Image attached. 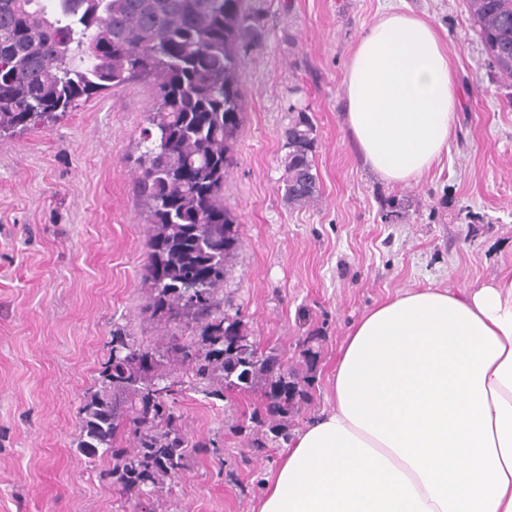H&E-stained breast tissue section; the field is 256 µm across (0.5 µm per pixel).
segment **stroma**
<instances>
[{"instance_id": "1", "label": "stroma", "mask_w": 512, "mask_h": 512, "mask_svg": "<svg viewBox=\"0 0 512 512\" xmlns=\"http://www.w3.org/2000/svg\"><path fill=\"white\" fill-rule=\"evenodd\" d=\"M389 3L430 19L461 92L456 133L419 182L388 184L345 131L344 75L360 35ZM264 42L241 72L244 119L224 203L241 245L224 308L260 350L298 358L319 339L312 402L299 431L328 410L327 379L352 322L387 297L428 285L471 288L512 269V86L482 51L463 0H258ZM156 109L135 82L54 123L0 136V512H135L101 481L108 457L78 449L112 332L154 343L145 312L151 226L135 180L142 128ZM316 129L319 194L284 196L283 132L297 110ZM258 394L209 400L183 389L175 411L220 455L192 454L163 512H252L284 443L249 448L232 427Z\"/></svg>"}]
</instances>
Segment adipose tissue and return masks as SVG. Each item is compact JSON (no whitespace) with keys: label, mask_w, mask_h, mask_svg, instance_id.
Listing matches in <instances>:
<instances>
[{"label":"adipose tissue","mask_w":512,"mask_h":512,"mask_svg":"<svg viewBox=\"0 0 512 512\" xmlns=\"http://www.w3.org/2000/svg\"><path fill=\"white\" fill-rule=\"evenodd\" d=\"M345 105L369 168L419 181L447 153L461 107L435 28L385 11L357 41ZM331 394L257 512H512V272L370 310L340 347Z\"/></svg>","instance_id":"1"}]
</instances>
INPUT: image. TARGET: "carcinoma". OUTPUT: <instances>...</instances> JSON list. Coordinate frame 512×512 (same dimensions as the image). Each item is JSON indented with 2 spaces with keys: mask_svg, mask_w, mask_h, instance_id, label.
I'll return each instance as SVG.
<instances>
[{
  "mask_svg": "<svg viewBox=\"0 0 512 512\" xmlns=\"http://www.w3.org/2000/svg\"><path fill=\"white\" fill-rule=\"evenodd\" d=\"M483 49L512 83V0H466ZM255 0H0V133L55 122L88 101L148 79L156 112L141 131L137 184L147 203L145 310L191 335L160 336L142 347L116 329L98 389L82 412L80 448L112 466L100 478L155 512L166 481L188 466L189 436L174 403L182 371L192 390L224 399L235 386L260 392L261 406L234 426L248 446L288 442L293 419L311 402L319 352L292 366L258 350L239 314L224 312L226 264L240 245L224 207V177L243 122L240 73L262 47ZM285 197L315 198V127L304 110L284 132ZM194 280L200 294L187 298Z\"/></svg>",
  "mask_w": 512,
  "mask_h": 512,
  "instance_id": "carcinoma-1",
  "label": "carcinoma"
}]
</instances>
